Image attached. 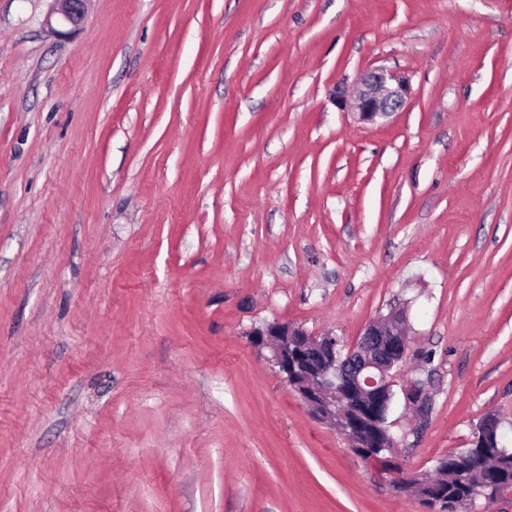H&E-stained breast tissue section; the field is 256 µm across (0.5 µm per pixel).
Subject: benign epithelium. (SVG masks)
Wrapping results in <instances>:
<instances>
[{"mask_svg":"<svg viewBox=\"0 0 512 512\" xmlns=\"http://www.w3.org/2000/svg\"><path fill=\"white\" fill-rule=\"evenodd\" d=\"M51 14L73 28L86 19L85 0H52ZM410 86L397 72L375 68L365 73L350 94L335 95L337 104L357 116L363 124L375 126L403 110ZM251 342L268 351L267 360L298 394L309 411L330 425L351 451L362 457L371 448L386 453L382 457L393 487L400 488L410 473L387 454L398 446L388 432L375 427L386 422L393 402L396 377L408 347L406 314L394 307L368 325L344 357H336L338 338L330 333L313 335L303 327L279 321L253 329ZM408 403L419 407L425 402L423 383L414 381L404 388ZM499 421L487 417L480 425L482 447L492 445Z\"/></svg>","mask_w":512,"mask_h":512,"instance_id":"1","label":"benign epithelium"}]
</instances>
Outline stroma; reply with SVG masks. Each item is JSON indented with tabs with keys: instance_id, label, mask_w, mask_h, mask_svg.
Segmentation results:
<instances>
[{
	"instance_id": "obj_1",
	"label": "stroma",
	"mask_w": 512,
	"mask_h": 512,
	"mask_svg": "<svg viewBox=\"0 0 512 512\" xmlns=\"http://www.w3.org/2000/svg\"><path fill=\"white\" fill-rule=\"evenodd\" d=\"M0 0V512H426L250 342L407 314L410 472L512 435V0ZM400 72L378 127L333 101ZM53 8L50 14L57 15L58 20L73 28L82 25L86 19V0H51Z\"/></svg>"
}]
</instances>
